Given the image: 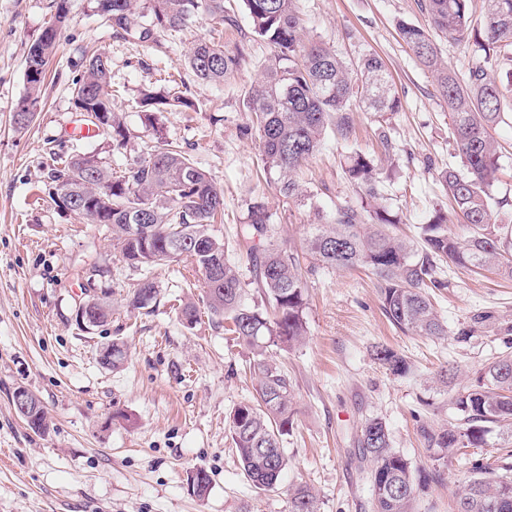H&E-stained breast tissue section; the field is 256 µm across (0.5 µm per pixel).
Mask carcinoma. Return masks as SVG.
Here are the masks:
<instances>
[{
    "mask_svg": "<svg viewBox=\"0 0 512 512\" xmlns=\"http://www.w3.org/2000/svg\"><path fill=\"white\" fill-rule=\"evenodd\" d=\"M68 0H53L54 20L38 39L32 58L37 76L25 78L26 94L14 112V124L25 128L40 100L46 66L60 41ZM297 0H242L252 34L265 40L273 54L257 83L245 96L250 113L247 130L260 142L261 162L273 177L276 191L287 200L302 196L297 171L321 148L332 132L348 139L354 114L370 112L377 121L399 111L400 99L383 62L365 54L347 64L322 42L304 35ZM474 0H419L420 9L437 32L455 41L483 37L484 46L512 62V0H481L483 29L469 30ZM138 0H95L96 12L113 27L142 42L159 32L177 33L205 15L217 25L232 23L226 0H149L150 25L137 22ZM402 40L432 74L436 91L448 107L451 134L463 170H441L438 180L448 190L456 212L470 234L459 238L448 231V215L437 213L421 225L420 256L414 245L393 231L397 220L379 203L374 160L361 152L350 156L348 179L360 193V208L339 206L326 222L313 225L301 250L284 249L270 241L274 224L263 202L254 203L241 228L255 262L260 301H248L238 271L227 259L224 242L210 226L224 215V189L176 142L166 143L145 157L112 172L98 155L74 153L53 161L45 173L48 196L63 212L90 224L111 225L112 246L133 268H150L185 260L204 277L206 306L224 322V330L252 351L250 371L257 380V397L236 405L227 426L241 468L260 491L275 489L288 466L284 438L294 425L292 382L267 355L271 346L292 347L307 333V277L320 270L364 267L375 276L382 310L403 333L445 336L447 327L431 301V291L445 287L438 278L443 263L461 268L495 267L512 278V230L493 221L490 188L498 170L492 126L504 120L502 85L482 69L460 81L444 66L428 30L399 24ZM243 53L224 49L212 40L195 41L187 64L208 83L229 82L241 66ZM108 58H89L71 87L75 107L101 112V132L112 153L127 149L129 131L112 100ZM146 120L157 112L191 107L179 85L168 92L145 93L140 100ZM137 224L153 225L149 238H136ZM159 290L147 276L132 292L130 305L148 309ZM375 359L391 374L405 376L411 365L387 345L374 350ZM456 421L438 429L422 427L427 447L440 457L480 448L495 426L512 421V356H502L475 373L451 399ZM358 447L372 463L368 472L372 512H414L417 492L426 477L391 447L385 422L370 418L360 429ZM478 477L458 494L455 512H512V477L496 473L494 464L471 461ZM289 512H317L316 496L306 485L289 492Z\"/></svg>",
    "mask_w": 512,
    "mask_h": 512,
    "instance_id": "obj_1",
    "label": "carcinoma"
}]
</instances>
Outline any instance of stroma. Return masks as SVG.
I'll return each instance as SVG.
<instances>
[{"mask_svg":"<svg viewBox=\"0 0 512 512\" xmlns=\"http://www.w3.org/2000/svg\"><path fill=\"white\" fill-rule=\"evenodd\" d=\"M307 37L333 46L348 61L377 55L394 83L401 107L386 127L356 113L350 140L327 136L298 178L309 197H278L273 183L259 178L257 138L241 136L249 121L244 98L271 54L251 33L242 7L233 24L213 27L198 16L176 36L141 42L113 29L96 14L94 0H68V20L56 54L46 67L41 102L22 129L13 112L25 92V58L53 20L51 0H0V512H288L290 488L303 484L316 494L318 512H369V461L357 438L364 421L382 419L392 447L413 468L428 474L416 512H453L459 490L473 477L470 459L438 458L428 450L422 427L453 416L456 387L486 364L512 354V279L494 270L451 268L436 290L434 306L447 336L404 334L385 317L376 280L364 270L321 271L307 283L308 334L273 360L293 383L295 424L284 442L288 467L279 486L262 492L244 475L225 418L252 399L256 383L247 372L252 357L243 343L212 322L207 308L187 330L179 304L203 299L204 281L178 261L152 269L160 295L148 309L127 297L142 277L124 262L103 224H88L49 203L42 183L51 153L79 148L99 154L112 168L103 136L69 138L82 123L69 83L87 53L108 57L118 108L130 131L127 155L144 156L168 141H180L224 188V221L213 225L244 284L254 278L248 245L240 237L250 204L264 202L277 224L274 240L300 247L318 215L337 206H360L346 167L352 151L374 159L382 203L401 218L400 235L418 240L420 227L451 201L437 173L459 166L448 110L432 77L399 38L397 21H428L418 0H298ZM244 46L234 79L216 87L196 78L186 55L197 39ZM436 43L449 69L460 78L481 68L506 82L512 64L486 54L480 44L440 36ZM180 73L194 106L161 112L146 121L141 90H164L169 74ZM388 135L392 149L380 137ZM500 169L492 187L498 221L512 215V121L496 126ZM102 268L112 290V318L86 330L74 320L85 300L84 275ZM124 342L127 358L117 369L99 364L98 353ZM396 349L411 374L392 375L374 358L376 346ZM453 367V385L437 383L442 366ZM28 388L41 400L50 429L39 435L15 411L12 394ZM205 470L207 498L188 488L189 475Z\"/></svg>","mask_w":512,"mask_h":512,"instance_id":"stroma-1","label":"stroma"}]
</instances>
